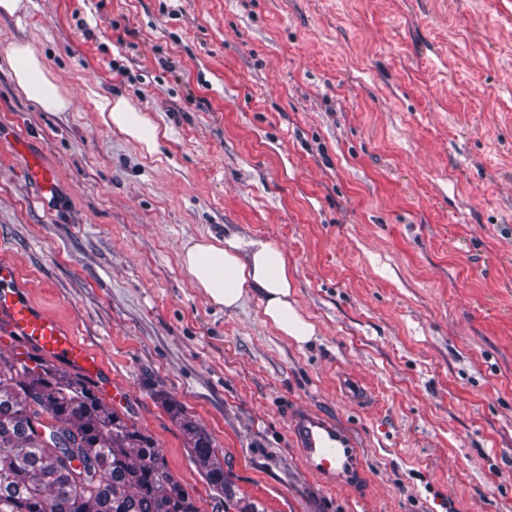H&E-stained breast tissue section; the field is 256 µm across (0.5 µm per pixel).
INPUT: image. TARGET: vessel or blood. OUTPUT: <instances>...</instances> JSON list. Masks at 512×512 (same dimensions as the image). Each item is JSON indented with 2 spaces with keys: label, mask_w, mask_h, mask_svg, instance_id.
<instances>
[{
  "label": "vessel or blood",
  "mask_w": 512,
  "mask_h": 512,
  "mask_svg": "<svg viewBox=\"0 0 512 512\" xmlns=\"http://www.w3.org/2000/svg\"><path fill=\"white\" fill-rule=\"evenodd\" d=\"M25 174L43 202L57 192L53 170L33 153L24 157ZM0 328L45 360L97 379L99 363L55 316L36 306L16 285L11 265L0 263ZM288 437L305 470L323 483L348 491L361 487L364 471L356 435L342 421L313 407L288 405L283 410Z\"/></svg>",
  "instance_id": "b4317fda"
}]
</instances>
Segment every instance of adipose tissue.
<instances>
[{
    "label": "adipose tissue",
    "mask_w": 512,
    "mask_h": 512,
    "mask_svg": "<svg viewBox=\"0 0 512 512\" xmlns=\"http://www.w3.org/2000/svg\"><path fill=\"white\" fill-rule=\"evenodd\" d=\"M8 62L17 89L28 100L47 112L71 109L70 96L52 81L46 60L31 43L14 42L8 50ZM97 108L107 125L147 153L160 151L165 131L136 112L124 97L101 95ZM180 262L213 304L232 309L255 296L261 303L264 323L280 335L299 346L315 338V325L291 298L288 259L271 241L234 234L191 240L183 245Z\"/></svg>",
    "instance_id": "obj_1"
}]
</instances>
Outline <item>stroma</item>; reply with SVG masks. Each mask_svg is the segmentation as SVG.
Returning a JSON list of instances; mask_svg holds the SVG:
<instances>
[{
	"instance_id": "35a3bbf8",
	"label": "stroma",
	"mask_w": 512,
	"mask_h": 512,
	"mask_svg": "<svg viewBox=\"0 0 512 512\" xmlns=\"http://www.w3.org/2000/svg\"><path fill=\"white\" fill-rule=\"evenodd\" d=\"M34 44L74 101L16 90ZM161 128L148 155L99 95ZM0 129L57 177L46 208L0 143V261L75 330L113 403L216 512L167 402L208 434L226 512H512V0H31L0 17ZM287 256L297 346L257 298L228 310L189 240ZM354 374L374 402L338 390ZM358 432L365 494L303 469L277 405Z\"/></svg>"
}]
</instances>
